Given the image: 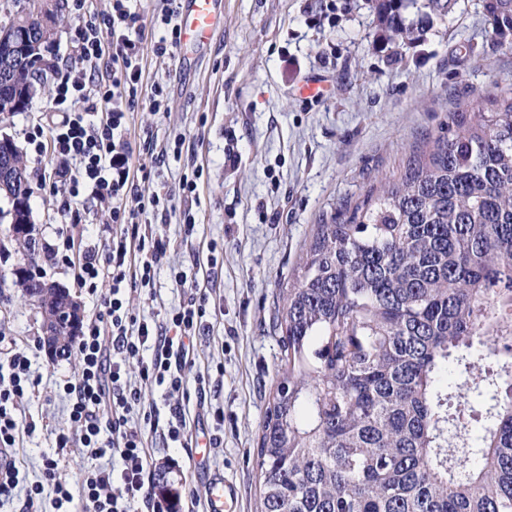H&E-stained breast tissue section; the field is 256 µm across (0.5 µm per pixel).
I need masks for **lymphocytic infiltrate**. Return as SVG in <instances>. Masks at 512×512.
<instances>
[{
  "label": "lymphocytic infiltrate",
  "instance_id": "lymphocytic-infiltrate-1",
  "mask_svg": "<svg viewBox=\"0 0 512 512\" xmlns=\"http://www.w3.org/2000/svg\"><path fill=\"white\" fill-rule=\"evenodd\" d=\"M80 22L72 42L79 66L58 72L52 97L53 118L28 133L36 154L51 153L60 160L55 179L70 196L87 195L111 201L112 239L105 251L76 244L65 237L62 248L49 249L47 259L74 271L79 288L96 293L108 283L103 311L82 324L72 342L78 370L64 382L69 398L66 427L55 433L54 454L43 457V478L23 485L17 450L38 430L18 412L34 384L31 360L25 348L0 334V510L9 505L17 487L25 489V512H43L51 503L55 512H170L169 499L153 489L151 452L146 432H162L170 442L194 448L185 403L204 399L208 376L197 372L194 337L210 329L209 295L200 288L186 291L182 304L162 319L131 312L134 297L149 293L167 250L139 215L164 213L166 195H143L135 182L133 152L125 138L130 113L142 90V28L136 0H112L108 11L88 10L86 0H71ZM153 21V52L168 59L180 44L178 0H161ZM112 65L98 73L104 52ZM76 161L68 169L67 161ZM137 379H130V366ZM161 388L174 402L167 413L146 401L143 386ZM85 448L93 465L78 482L62 474L63 461L73 447ZM117 456L119 467L98 465V458Z\"/></svg>",
  "mask_w": 512,
  "mask_h": 512
}]
</instances>
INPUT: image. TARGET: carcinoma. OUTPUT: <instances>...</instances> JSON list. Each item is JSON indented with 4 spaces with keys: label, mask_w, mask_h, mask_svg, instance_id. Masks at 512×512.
Returning a JSON list of instances; mask_svg holds the SVG:
<instances>
[{
    "label": "carcinoma",
    "mask_w": 512,
    "mask_h": 512,
    "mask_svg": "<svg viewBox=\"0 0 512 512\" xmlns=\"http://www.w3.org/2000/svg\"><path fill=\"white\" fill-rule=\"evenodd\" d=\"M403 0H378L396 39ZM512 36V0H489ZM34 71L0 91L23 111ZM17 183L21 152L0 155ZM70 351L64 298L39 300ZM284 364L257 448L260 512H512V88L315 225L275 316ZM480 359L504 358L476 376ZM482 422L475 443L465 412Z\"/></svg>",
    "instance_id": "cac0c4a2"
}]
</instances>
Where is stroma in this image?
<instances>
[{"label": "stroma", "instance_id": "1", "mask_svg": "<svg viewBox=\"0 0 512 512\" xmlns=\"http://www.w3.org/2000/svg\"><path fill=\"white\" fill-rule=\"evenodd\" d=\"M487 0H455L412 41L390 38L375 0H221L224 28L208 45L161 60L152 52V16L158 0H140L143 87L130 115L127 140L137 164L148 171L144 194L167 193L166 217L140 215L170 249L155 277L153 296L134 299V313L153 316L179 307L184 290L177 270L194 274L208 242L223 250L208 287L216 314L194 348L200 370H212L206 407L191 406L190 426L212 433L210 408L224 410V443L205 449V465L188 459L150 434L152 466H165L180 492L209 498L215 482L236 491L231 512H259L256 448L261 422L278 381L282 347L273 327L280 290L287 287L315 225L330 221L370 189L397 177L410 153L426 138L447 133L456 112L483 108L512 85V47L500 44ZM79 19L68 14L44 50L41 90L28 107L0 115V133L26 148L30 126L49 118L54 72L72 64L71 38ZM317 77L327 86L318 101L300 86ZM162 85L169 110L154 113L148 89ZM185 144L168 156L175 137ZM238 157L225 165L227 152ZM28 204L36 227V258L10 237V209L0 198V332L32 349L36 380L22 416L39 423L17 460L27 482L41 478L43 455L52 453L55 428L64 426L65 378L75 359L49 357L40 348L42 317L23 298L15 271L31 268L42 279L69 289L84 317L97 314L100 295L75 284L72 275L45 258L58 245L57 229L69 225L75 238L104 247L107 206L79 196L62 210L60 196L45 184L57 163L26 156ZM205 177L195 196H185L181 178L192 166ZM192 209L196 231L184 239L182 213ZM223 373H216V366Z\"/></svg>", "mask_w": 512, "mask_h": 512}]
</instances>
